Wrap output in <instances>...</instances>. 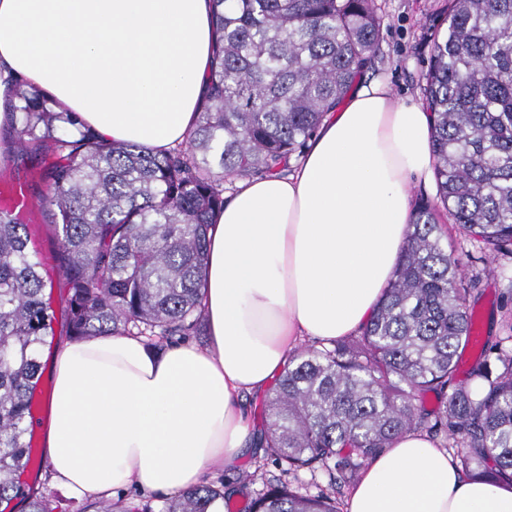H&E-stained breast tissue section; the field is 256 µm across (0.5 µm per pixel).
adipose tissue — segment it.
<instances>
[{
    "mask_svg": "<svg viewBox=\"0 0 512 512\" xmlns=\"http://www.w3.org/2000/svg\"><path fill=\"white\" fill-rule=\"evenodd\" d=\"M212 0H0V126L19 84L102 140L159 151L207 100ZM432 116L386 82L357 83L288 176L238 179L208 231L205 347L139 336L64 343L50 363L48 478L103 500L178 492L234 467L260 396L308 339L360 331L411 230V181L430 182ZM346 512H512V483L462 476L447 449L398 437Z\"/></svg>",
    "mask_w": 512,
    "mask_h": 512,
    "instance_id": "1",
    "label": "adipose tissue"
}]
</instances>
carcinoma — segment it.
<instances>
[{
    "mask_svg": "<svg viewBox=\"0 0 512 512\" xmlns=\"http://www.w3.org/2000/svg\"><path fill=\"white\" fill-rule=\"evenodd\" d=\"M209 99L185 144L157 154L106 142L38 90L14 91L10 128L45 180L70 335L191 336L204 319L207 233L229 178L281 173L374 57L375 0H212ZM439 203L421 201L385 297L349 340L305 347L265 403L266 457L280 474L240 512H340L337 495L407 432L429 434L474 478L512 481V353L483 339L454 384L474 316L460 259L437 220L481 241L483 264L512 258V0H450L424 88ZM24 218L0 209V502L56 512L20 482L40 350L55 312ZM435 395L438 406L424 407ZM328 475L302 493L287 476ZM223 481L155 503L101 500L77 512H224Z\"/></svg>",
    "mask_w": 512,
    "mask_h": 512,
    "instance_id": "cac0c4a2",
    "label": "carcinoma"
}]
</instances>
